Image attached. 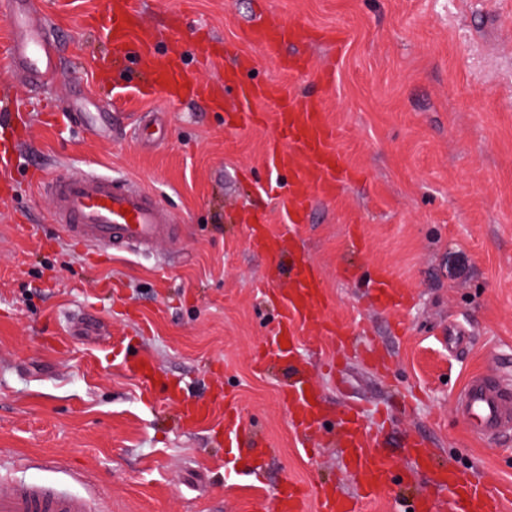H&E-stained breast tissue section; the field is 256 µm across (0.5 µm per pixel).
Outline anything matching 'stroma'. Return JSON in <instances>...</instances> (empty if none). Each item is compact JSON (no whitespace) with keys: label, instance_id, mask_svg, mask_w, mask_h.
Wrapping results in <instances>:
<instances>
[{"label":"stroma","instance_id":"obj_1","mask_svg":"<svg viewBox=\"0 0 512 512\" xmlns=\"http://www.w3.org/2000/svg\"><path fill=\"white\" fill-rule=\"evenodd\" d=\"M101 2L40 0L59 32L61 76L15 87L28 135L0 188V455L11 476L55 482L83 472L111 512H271L287 482H335L356 498L335 425L356 404L380 427V450L398 473L362 512H403L422 492L447 499L408 455L414 433L439 463L479 470L493 488L512 482V435L482 439L455 409L471 375L512 376V0H144L157 50L178 48L200 81L224 77L196 67L206 32L252 56L254 79L320 92L337 148L365 178L335 198L311 196L304 224L289 223L262 190L272 105L259 104L267 120L251 127L193 98L132 93L112 106L103 75L132 89L142 75L133 56L109 62L90 31ZM261 8L286 23L340 27L346 43L295 44L314 70L289 74L243 39ZM321 69L332 73L323 90ZM69 104L111 113L109 135L88 132ZM144 112L163 124L150 145L136 135ZM44 170L137 180L173 215L177 240L147 254L85 246L53 221L36 186ZM252 214L316 264L328 316L352 339L336 373L332 341L299 332L302 363L329 406L312 457L281 398L287 371L255 364L279 308L269 298L273 261L251 244ZM374 267L410 289L409 307H372L356 275ZM452 326L466 333L462 349L448 345ZM116 341L180 381L185 397L205 401L223 385L248 429L233 453L218 441L223 406L182 429L161 405L163 389L146 394L114 358ZM371 347L385 351L390 378L363 359Z\"/></svg>","mask_w":512,"mask_h":512}]
</instances>
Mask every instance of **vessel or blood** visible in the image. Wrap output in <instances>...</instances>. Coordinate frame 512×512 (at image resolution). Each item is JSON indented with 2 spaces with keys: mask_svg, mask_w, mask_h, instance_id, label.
<instances>
[{
  "mask_svg": "<svg viewBox=\"0 0 512 512\" xmlns=\"http://www.w3.org/2000/svg\"><path fill=\"white\" fill-rule=\"evenodd\" d=\"M0 8L5 11L8 32L0 60L6 62L9 72L23 75L29 85L51 80L58 71L59 46L36 0H5ZM142 13V0H111L95 17V31L114 50L136 54L154 92L173 101L195 97L216 107L223 105L227 94H234L246 127L261 119L256 104L274 105L276 136L269 146L267 164L287 172L288 180L268 183L266 191L275 196L287 195L290 223L305 222L311 193L332 198L348 182L359 178V171L347 165L335 146V130L326 118L321 100L287 93L273 82L250 81L252 60L244 53L236 55L234 67L223 82H200L181 66L176 51L156 50L155 36L144 25ZM245 39L268 58L279 61L285 71L295 74L306 72L309 60L302 55L284 56L286 44L322 39L340 48L346 33L337 27L313 29L260 16L246 30ZM0 121L7 128L0 137V182L6 184L14 170L15 146L25 132L17 112L4 114ZM38 184L52 199L56 222L64 224L73 238L88 246L103 250H149L175 239L176 226L170 212L132 179L75 170L63 176L43 174ZM287 278L286 286L280 290L282 313L266 354L289 359L293 356L297 328L312 323L318 335L336 337L341 330L323 316L330 300L313 264L301 257H291ZM366 279L377 309L395 311L408 304V292L386 269L379 267L367 272ZM283 397L291 409L292 424L303 434H313L322 427V401L310 398L302 381L290 384ZM455 408L481 437L512 431V387L495 377H469ZM211 415V406L193 400L183 401L179 409V421L188 429L209 421ZM338 427L340 445L347 450L349 470L360 484L364 499L390 490L395 479L394 464L378 451V435L363 427L358 409L345 410ZM438 483L448 491V512L504 510V493L491 492L480 473L451 468L439 473ZM0 512H110V508L107 500L96 492L79 494L63 484L0 474ZM275 512H360V505L333 489L308 492L289 484L281 489Z\"/></svg>",
  "mask_w": 512,
  "mask_h": 512,
  "instance_id": "vessel-or-blood-1",
  "label": "vessel or blood"
}]
</instances>
